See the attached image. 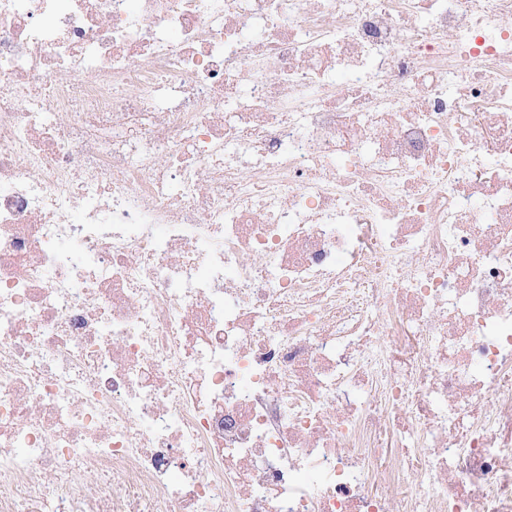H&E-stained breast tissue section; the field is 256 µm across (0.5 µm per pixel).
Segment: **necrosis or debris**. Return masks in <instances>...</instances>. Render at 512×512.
Masks as SVG:
<instances>
[{"instance_id": "1", "label": "necrosis or debris", "mask_w": 512, "mask_h": 512, "mask_svg": "<svg viewBox=\"0 0 512 512\" xmlns=\"http://www.w3.org/2000/svg\"><path fill=\"white\" fill-rule=\"evenodd\" d=\"M0 512H512V0H0Z\"/></svg>"}]
</instances>
